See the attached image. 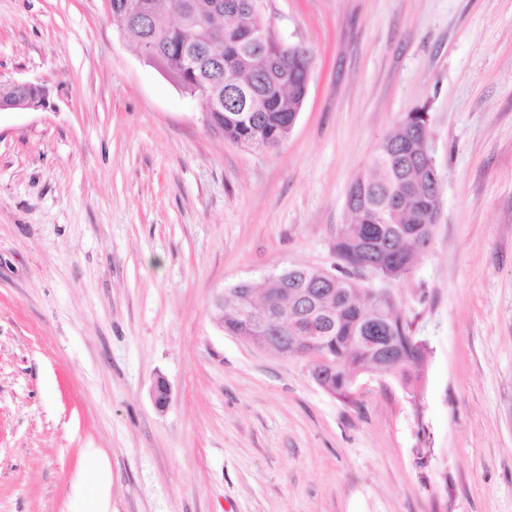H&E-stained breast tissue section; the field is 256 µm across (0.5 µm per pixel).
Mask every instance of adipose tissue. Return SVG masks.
<instances>
[{"label": "adipose tissue", "mask_w": 512, "mask_h": 512, "mask_svg": "<svg viewBox=\"0 0 512 512\" xmlns=\"http://www.w3.org/2000/svg\"><path fill=\"white\" fill-rule=\"evenodd\" d=\"M111 484L107 456L96 448L85 449L70 481V506L77 512H112Z\"/></svg>", "instance_id": "adipose-tissue-1"}]
</instances>
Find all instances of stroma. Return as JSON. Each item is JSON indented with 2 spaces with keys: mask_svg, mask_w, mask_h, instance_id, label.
Here are the masks:
<instances>
[{
  "mask_svg": "<svg viewBox=\"0 0 512 512\" xmlns=\"http://www.w3.org/2000/svg\"><path fill=\"white\" fill-rule=\"evenodd\" d=\"M312 56L280 147L225 140L106 0H0V512H62L86 448L112 512H512V0H263ZM425 108L430 248L397 303L418 399L224 332V291L332 269L347 190ZM171 397L157 409L152 389Z\"/></svg>",
  "mask_w": 512,
  "mask_h": 512,
  "instance_id": "1",
  "label": "stroma"
}]
</instances>
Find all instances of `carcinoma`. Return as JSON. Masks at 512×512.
<instances>
[{"label": "carcinoma", "instance_id": "carcinoma-1", "mask_svg": "<svg viewBox=\"0 0 512 512\" xmlns=\"http://www.w3.org/2000/svg\"><path fill=\"white\" fill-rule=\"evenodd\" d=\"M135 2L149 6L148 30L123 14H112V23L131 35L140 48L144 38H149L152 65L176 86L190 95L201 86L214 98L224 97L229 86L246 93L245 112L252 119L224 121L226 108L211 117V122L224 126L225 139L259 149H274L288 139V122L302 110L290 86L303 82L306 72L295 66L294 58L288 56V46L269 28H262L263 38L256 42L240 38L235 11L251 8L256 0H224L228 9L222 15L212 11L213 0ZM190 50L197 55L193 72L180 56ZM26 94L24 89L0 82L1 104H11ZM429 147L430 142L414 136L410 123L404 122L378 143L369 163L372 178L353 181L346 194L350 220L340 225L336 233V274L331 289L318 303L320 317L316 326L323 331L321 358L327 363L315 364L313 359L306 358L317 384L332 390L344 402L350 399L352 384L365 372H394L407 396H418L427 349L418 345L420 338L411 334V322L390 297L379 317L387 339L374 346L362 341L365 326L377 317L374 289L365 287L356 277L377 257L373 250L362 248L363 242L372 240L374 234H384L382 244L399 251L396 269L397 279L401 280L412 272L417 257L412 242L393 237L392 230L399 225H411L419 234L434 233L433 220L423 223L421 218L436 210L435 200L407 154L409 148L421 154ZM278 287V281L271 278L260 290L241 282L224 292V330L237 336L253 335L238 310V290L242 288L248 289L258 302L276 301L284 317H291L297 299L281 294Z\"/></svg>", "mask_w": 512, "mask_h": 512}]
</instances>
